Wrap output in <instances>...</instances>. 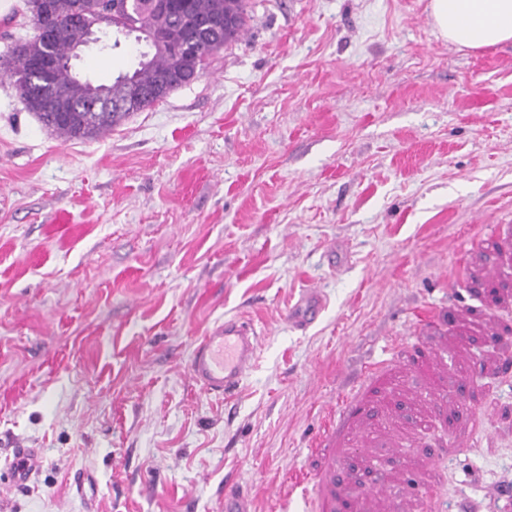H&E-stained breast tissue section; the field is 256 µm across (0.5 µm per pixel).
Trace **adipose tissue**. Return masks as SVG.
<instances>
[{
  "label": "adipose tissue",
  "mask_w": 512,
  "mask_h": 512,
  "mask_svg": "<svg viewBox=\"0 0 512 512\" xmlns=\"http://www.w3.org/2000/svg\"><path fill=\"white\" fill-rule=\"evenodd\" d=\"M430 14L440 35L464 48L512 41V0H430Z\"/></svg>",
  "instance_id": "adipose-tissue-1"
}]
</instances>
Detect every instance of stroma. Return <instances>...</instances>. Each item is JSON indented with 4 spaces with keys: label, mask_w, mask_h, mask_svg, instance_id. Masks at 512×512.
<instances>
[{
    "label": "stroma",
    "mask_w": 512,
    "mask_h": 512,
    "mask_svg": "<svg viewBox=\"0 0 512 512\" xmlns=\"http://www.w3.org/2000/svg\"><path fill=\"white\" fill-rule=\"evenodd\" d=\"M33 34L0 0V60ZM145 49L75 67L108 85ZM308 290L323 307L293 328ZM235 317L260 342L226 401L188 363ZM430 345L412 416L366 419L415 439L362 451L413 484L400 512H512V42L458 48L429 0H250L197 80L93 141L45 129L0 71V512H221L230 476L253 512H304L277 490L325 413ZM460 383L481 421L462 452L465 419L415 392ZM17 448L39 453L23 485Z\"/></svg>",
    "instance_id": "stroma-1"
}]
</instances>
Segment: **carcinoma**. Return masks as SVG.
<instances>
[{
	"label": "carcinoma",
	"mask_w": 512,
	"mask_h": 512,
	"mask_svg": "<svg viewBox=\"0 0 512 512\" xmlns=\"http://www.w3.org/2000/svg\"><path fill=\"white\" fill-rule=\"evenodd\" d=\"M77 4L85 12L87 22L104 17L118 34L163 26L176 34L184 33L190 40L200 38V52L196 55L177 58L161 51L153 54L149 63L137 70V83L142 87L155 85L168 73L181 74L184 84L191 83L194 74L205 69L213 53L238 40L247 20L246 0H168L167 14L162 18L156 14L153 0H51L55 22L48 32L41 30L44 0H28L35 35L14 46L7 61L10 77L24 107L48 131L67 140H96L130 116L128 112L93 111L87 89L71 81L59 68L52 75L57 94L84 111L45 112L37 102L33 72L39 59L47 54L59 61L69 57L75 35L69 18ZM216 16L224 19V29L208 32L202 28Z\"/></svg>",
	"instance_id": "cac0c4a2"
}]
</instances>
